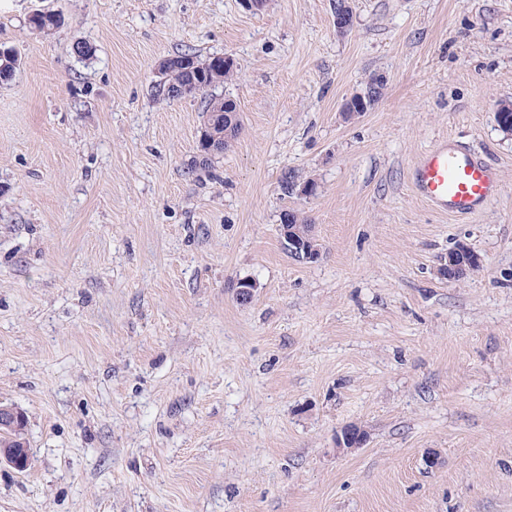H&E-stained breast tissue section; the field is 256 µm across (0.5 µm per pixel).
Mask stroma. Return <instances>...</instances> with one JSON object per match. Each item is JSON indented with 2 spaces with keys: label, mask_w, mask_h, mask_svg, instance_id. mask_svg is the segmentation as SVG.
I'll use <instances>...</instances> for the list:
<instances>
[{
  "label": "stroma",
  "mask_w": 512,
  "mask_h": 512,
  "mask_svg": "<svg viewBox=\"0 0 512 512\" xmlns=\"http://www.w3.org/2000/svg\"><path fill=\"white\" fill-rule=\"evenodd\" d=\"M334 3L0 0V405L30 452L0 512H512V0H347L345 33ZM186 50L235 62L207 159L204 97L154 90ZM447 137L500 172L467 218L410 183ZM225 104V111H224ZM232 104V110L226 108L227 105ZM205 120L203 122V126L201 127V136L200 141L203 144L201 147L203 152L212 153L220 150L222 140L228 141L231 139L234 132L239 129L240 124L238 120V110L236 104L231 99L224 98H209L206 101L204 107ZM211 112H225L224 113V131L221 134L214 133L213 136L210 135V132L213 131L214 124L217 129L222 128V116H220L219 123L216 122L215 116L213 117ZM229 145V142L225 143L224 149ZM222 147V151L224 150ZM291 215L293 218L291 224H287V222L281 224L283 243L288 247L287 249L283 245L284 249L287 252L290 251L299 262L314 263L318 261L321 257V248L317 239L312 234V230L310 229L307 232L308 234L301 238L290 227L293 224H298L300 231L304 232L309 224H304L305 221L300 220L296 213L291 212ZM464 251L466 259L462 260V257H457L455 253L448 256V266L440 269V274L450 281H459L466 278L477 265L481 264V258L476 256H470L467 252V248L460 245L459 248ZM458 248L457 252H460Z\"/></svg>",
  "instance_id": "stroma-1"
}]
</instances>
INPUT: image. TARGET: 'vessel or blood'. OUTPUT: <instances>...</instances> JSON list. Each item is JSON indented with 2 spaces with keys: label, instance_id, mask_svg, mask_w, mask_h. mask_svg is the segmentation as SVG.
<instances>
[{
  "label": "vessel or blood",
  "instance_id": "b4317fda",
  "mask_svg": "<svg viewBox=\"0 0 512 512\" xmlns=\"http://www.w3.org/2000/svg\"><path fill=\"white\" fill-rule=\"evenodd\" d=\"M414 193L441 213L455 217L480 212L500 191V175L460 142L449 139L414 164Z\"/></svg>",
  "mask_w": 512,
  "mask_h": 512
}]
</instances>
